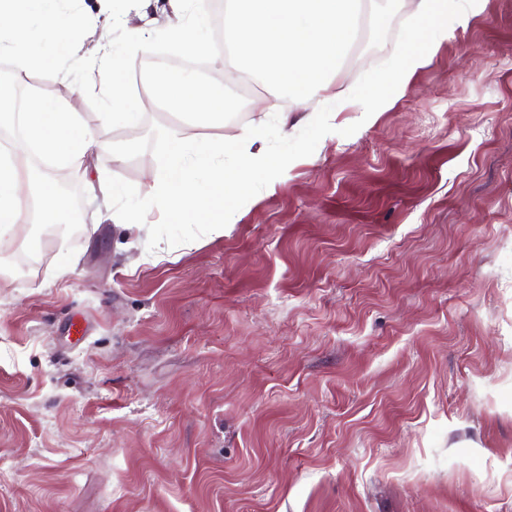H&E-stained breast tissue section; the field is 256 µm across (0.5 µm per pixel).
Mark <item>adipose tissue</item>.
Returning <instances> with one entry per match:
<instances>
[{"instance_id": "1", "label": "adipose tissue", "mask_w": 512, "mask_h": 512, "mask_svg": "<svg viewBox=\"0 0 512 512\" xmlns=\"http://www.w3.org/2000/svg\"><path fill=\"white\" fill-rule=\"evenodd\" d=\"M480 0H413L418 25L409 47L399 56L391 95L369 100L337 90L336 74L357 37L361 0H225V53L215 64L225 79L249 77L264 84L274 98H289L304 106L301 118L318 138L332 137L336 116L357 112L361 124L372 123L408 91L418 70L429 65L448 35L465 26ZM61 0H0V56L11 58L18 73L33 70L57 74L68 87L77 81L62 69L63 60L77 53L69 34L84 29V19L67 12ZM195 0H169L176 22L162 26L169 44L188 52L209 50L207 17ZM100 53L94 73L106 104L101 119L122 126L137 125L143 102L131 94L124 75L132 57L148 43L133 27L120 47L109 32H100ZM164 102L174 112L193 116L198 125L224 122L212 102L223 100L216 88L188 74L168 75ZM22 124L37 149L71 161H82L92 150L111 153L122 161L124 148L95 138L72 112L65 97L30 95L26 111L0 94V126ZM165 144L164 165L144 204L113 211L121 229L140 231L147 215L160 222L203 224L220 235L236 223L244 200H259L283 174V161L263 143L260 131L241 128L231 135L199 137L175 127L159 131ZM36 167L28 151L0 150V240L23 224H49L66 232L71 214L51 182L35 185Z\"/></svg>"}]
</instances>
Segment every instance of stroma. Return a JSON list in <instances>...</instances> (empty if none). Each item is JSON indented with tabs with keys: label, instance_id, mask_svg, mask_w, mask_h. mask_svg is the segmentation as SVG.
Segmentation results:
<instances>
[{
	"label": "stroma",
	"instance_id": "35a3bbf8",
	"mask_svg": "<svg viewBox=\"0 0 512 512\" xmlns=\"http://www.w3.org/2000/svg\"><path fill=\"white\" fill-rule=\"evenodd\" d=\"M363 8L337 84L370 96L415 22ZM48 81L133 149L31 154L80 222L0 245V512H512V0H482L371 124L342 112L316 141L259 83L197 127L294 160L221 236L136 238L89 185L149 192L176 121L150 74H126L133 127Z\"/></svg>",
	"mask_w": 512,
	"mask_h": 512
}]
</instances>
